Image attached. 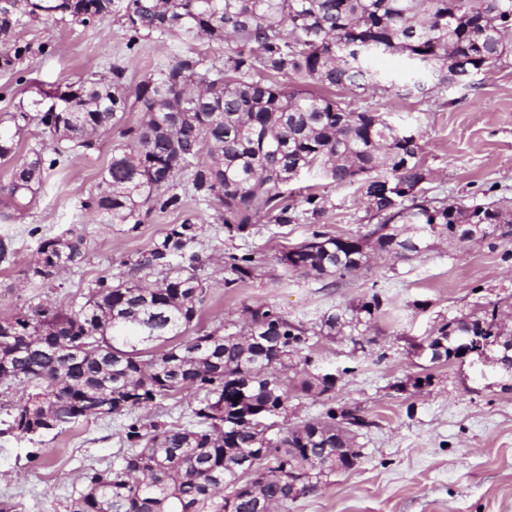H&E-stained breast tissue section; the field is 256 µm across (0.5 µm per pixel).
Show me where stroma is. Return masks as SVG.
<instances>
[{
  "instance_id": "stroma-1",
  "label": "stroma",
  "mask_w": 512,
  "mask_h": 512,
  "mask_svg": "<svg viewBox=\"0 0 512 512\" xmlns=\"http://www.w3.org/2000/svg\"><path fill=\"white\" fill-rule=\"evenodd\" d=\"M122 33L116 16L86 28L65 23L24 28L23 41L34 46L48 41L55 50L27 59L30 84L11 87L0 72V113L29 104L39 90L62 80L107 74L115 63L138 83L182 48L174 39L149 38L132 55ZM343 98L352 108L374 107L420 133L423 159L433 172L428 197L512 203V66H491L470 84H454L423 99H370L348 91ZM120 141L119 134L105 136L96 149L73 156L39 190L25 218L0 223V237H10L16 248L10 263H0V318L47 298L63 306L81 304L98 276H125L128 261L150 249L166 228L195 216L201 232L188 250L199 255L200 276L209 285L199 312L203 324L235 332L242 326L243 307L269 304L310 326L327 311L375 292L384 302L369 324L311 337L308 354L317 366L336 373V388L320 397L292 399L280 427L353 406L372 425L356 439L360 457L354 468L330 474L315 492L277 512H512V391L501 389L492 367L459 360L433 364L416 349L442 323L512 298V237L464 249L439 239L414 259L385 257L335 284L303 276L281 264L288 247L317 230L356 236L375 226L354 187L336 186L314 170L302 172L292 188L298 199L311 190L328 196L332 206L316 226L303 220L258 224L243 237L215 223L212 212L189 197L182 211L151 213L136 230L124 224L107 229L82 214L79 201L94 189ZM73 224L84 228L85 261L61 272L48 288L27 280L24 271L39 242ZM228 253L252 254L261 277L222 286L221 259ZM423 376L429 385L415 389V378ZM200 398L185 390L134 415L91 419L33 443L0 434V504L11 505V512H68L84 486V473L111 468L126 453L124 428L131 419L186 426Z\"/></svg>"
}]
</instances>
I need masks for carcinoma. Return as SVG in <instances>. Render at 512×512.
Masks as SVG:
<instances>
[{
	"label": "carcinoma",
	"instance_id": "carcinoma-1",
	"mask_svg": "<svg viewBox=\"0 0 512 512\" xmlns=\"http://www.w3.org/2000/svg\"><path fill=\"white\" fill-rule=\"evenodd\" d=\"M126 49L146 38H176L189 50L136 85L126 69L41 90L32 113L20 106L0 119V164L12 165L3 189L0 220L23 214L48 174L73 155L95 148L119 131L99 180L80 211L100 224L135 230L154 211L183 209L179 177L189 174L194 200L215 212L228 231L244 236L253 226L320 223L332 207L312 192L290 203L289 183L316 169L338 187L357 186L366 212L378 224L362 236L316 231L282 253L289 270L343 279L369 252L409 259L432 237L462 242L464 235L512 226V209L435 201L425 185L432 177L424 143L409 127L395 125L369 106L361 111L336 91L363 96L392 90L430 94L448 83V54L471 71L512 61V0H123ZM43 0L0 3V71L27 81L18 68L31 46L18 38L33 23L70 17L87 27L110 15L118 0H69L47 13ZM225 46L216 64L197 49ZM423 63L430 79H396L371 64L379 54ZM297 77L323 89L290 87ZM128 112L141 113L137 125ZM50 143L19 155V138L32 125ZM200 226L187 217L142 253L131 272L112 283L96 280L71 309L47 300L0 320V383L23 386L9 429L30 441L80 421L131 414L184 390L203 397L190 426L125 428L129 451L105 470L84 475L85 489L71 512H261L290 501L288 482L306 495L324 477L356 462L336 455L371 422L356 407L312 419L268 436L270 411L285 412L292 396L324 395L336 377L304 357L309 335L331 336L357 328L381 313L374 293L323 315L317 326L297 324L278 308L247 307V341L224 325L200 324L207 286L198 255L186 253ZM84 236L69 229L44 238L27 278L52 282L60 269L81 265ZM224 287L257 276L249 254L224 258ZM158 270L159 285L138 273ZM500 303L473 322L441 325L420 346L432 364L459 360L468 336L487 346L500 335ZM194 330L186 341L144 357L142 346Z\"/></svg>",
	"mask_w": 512,
	"mask_h": 512
}]
</instances>
